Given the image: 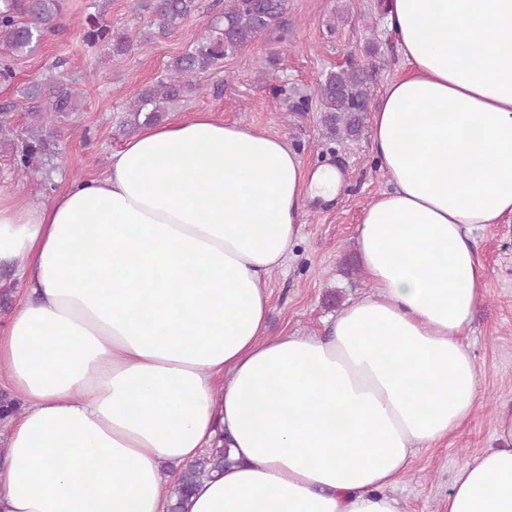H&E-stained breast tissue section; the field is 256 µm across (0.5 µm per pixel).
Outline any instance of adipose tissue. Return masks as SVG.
Here are the masks:
<instances>
[{"label":"adipose tissue","instance_id":"obj_1","mask_svg":"<svg viewBox=\"0 0 512 512\" xmlns=\"http://www.w3.org/2000/svg\"><path fill=\"white\" fill-rule=\"evenodd\" d=\"M407 72L372 111L389 189L355 236L372 295L322 336H269L270 275L307 202L343 186L286 141L196 112L143 127L51 203L0 195V329L21 409L1 426L0 512H167L162 463H233L183 512H401L422 447L473 415L461 341L486 270L473 232L512 216V0H386ZM447 512H512V407ZM24 288L14 272L7 268L0 269V326L17 311L24 300Z\"/></svg>","mask_w":512,"mask_h":512}]
</instances>
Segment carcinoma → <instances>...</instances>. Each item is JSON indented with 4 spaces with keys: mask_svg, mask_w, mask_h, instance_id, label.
Returning <instances> with one entry per match:
<instances>
[{
    "mask_svg": "<svg viewBox=\"0 0 512 512\" xmlns=\"http://www.w3.org/2000/svg\"><path fill=\"white\" fill-rule=\"evenodd\" d=\"M288 0H224V11L210 21L209 33L181 55L173 58L166 72L141 92L127 108L126 127L134 130L154 124L194 90L193 78L216 67L230 53L250 46L265 34L284 26ZM138 7L150 13L149 22L162 32L178 27L199 11V0H140ZM62 13V0H0V43L12 54L31 53L48 32L54 31ZM82 38L91 45L109 44L112 51L130 48L127 37L94 19L82 27ZM372 64H356L329 71L314 92L324 112L323 136L349 139L361 132L373 95ZM22 108L31 117L24 134L10 139L11 111ZM79 109L78 94L61 75L34 79L21 92V101L0 106V139L12 142L16 168L32 176L38 164L51 154V143L43 130L45 112L63 114ZM230 464L229 449L216 446L207 455L187 465L177 478L172 512L201 480Z\"/></svg>",
    "mask_w": 512,
    "mask_h": 512,
    "instance_id": "carcinoma-1",
    "label": "carcinoma"
}]
</instances>
